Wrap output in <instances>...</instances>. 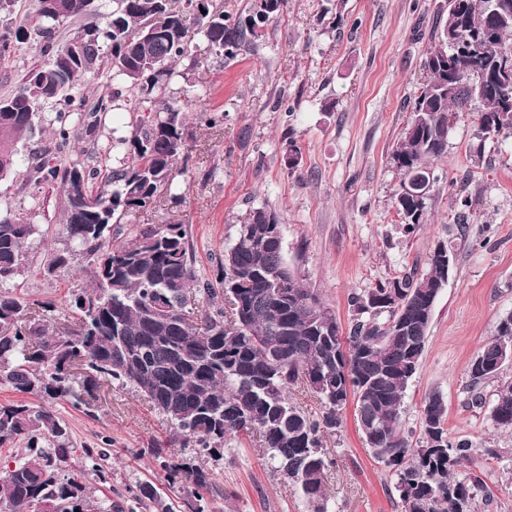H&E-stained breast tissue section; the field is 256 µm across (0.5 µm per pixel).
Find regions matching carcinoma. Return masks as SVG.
Segmentation results:
<instances>
[{
  "label": "carcinoma",
  "instance_id": "cac0c4a2",
  "mask_svg": "<svg viewBox=\"0 0 512 512\" xmlns=\"http://www.w3.org/2000/svg\"><path fill=\"white\" fill-rule=\"evenodd\" d=\"M285 3L256 2L243 21L211 2L206 13L190 14L173 9L171 0H113L110 10L96 0H38L42 29L68 19L84 24L79 45L57 48L13 96L0 99V177L15 169L17 144L38 131L40 101L60 105L55 136L61 145L77 125L95 132L101 105L82 113L68 106L72 91L103 59L137 96L139 115L130 136L118 140L134 162L112 171L109 189L91 193V172L78 162L47 170L63 194L67 240L88 261L89 285L73 298L76 331L60 335L25 320L29 302L11 282L24 272L36 227L0 215V384L42 400L37 406L22 399L0 403V447L21 445L14 467L0 474V512H89L80 460L102 452L71 447L66 423L51 404L88 409L104 381L135 387L166 416L170 434L152 453L163 459L169 484L191 490L189 512H209L200 494L208 476L163 458L165 449L212 454L227 438L253 432L310 512H328L324 476L333 461L323 437L340 427L350 401L371 456L392 471L403 512H475L477 491L486 486L473 472L472 442L431 447L434 435L448 437L444 398L433 393L425 399L421 441L413 443L399 429L443 276V248L426 274H405L354 298L359 313L373 309L378 317L353 319L344 335L317 290L284 261L279 218L265 207L241 218L213 280L197 274L184 224L146 226L117 240L115 225L125 214L177 197L174 165L185 152L186 117L158 104L173 65L189 57L190 26H199L211 51L232 60ZM454 30L477 51L450 69L443 52ZM27 39L21 27L1 32L0 56ZM496 65L508 69L500 78L512 82V0H448V15L422 63L427 80L391 155L400 187L434 183L429 165L448 146L450 118L475 103L485 135L512 133V97L482 81ZM394 204L407 231L425 223L427 201L397 194ZM502 340L498 326L477 356L495 364ZM299 382L324 404L320 418L290 400L289 389ZM490 417L512 428V381L498 386Z\"/></svg>",
  "mask_w": 512,
  "mask_h": 512
}]
</instances>
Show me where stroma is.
<instances>
[{"instance_id":"stroma-1","label":"stroma","mask_w":512,"mask_h":512,"mask_svg":"<svg viewBox=\"0 0 512 512\" xmlns=\"http://www.w3.org/2000/svg\"><path fill=\"white\" fill-rule=\"evenodd\" d=\"M36 0H14L0 11V28H31L14 55L0 59V99L15 93L24 75L81 30L78 20L56 25L51 38L35 33ZM448 13V0H287L278 19L260 31L234 60L211 53L198 28H190L192 56L181 61L164 97L187 113V151L179 161V199L126 214V237L137 227L188 225L199 274L215 277L224 249L250 209L275 211L284 259L308 287L317 289L341 327L356 313L351 297L410 272H427L438 246L454 264L435 303L428 342L409 382L401 428L419 439L425 398L442 394L449 439L473 443L475 468L487 485L475 512H512V429L494 425L490 409L499 383L512 381V360L498 378L482 384V406H472L468 366L494 335L499 318L512 312V136H485L474 115L458 114L445 153L430 164L436 177L426 220L406 233L394 206L402 176L390 161L402 136L407 106L424 81L422 59ZM103 101L106 118L94 134L61 148L53 130L54 102L38 105L39 137L18 145L19 165L0 178V213L19 215L37 227L26 250L17 291L34 308L31 317L52 328L74 322L69 302L88 285L84 261L48 270L51 254H66L63 200L57 183L36 165L77 161L96 170L91 187L126 160L111 146L113 134H130L136 118L133 93L120 92L110 67L89 74L74 93L72 108ZM224 114L223 126L207 124ZM301 153L288 168L289 144ZM471 199L467 231L453 216ZM50 311H43V303ZM74 447L103 449V473L88 472L86 491L94 512H179L180 492L170 490L150 447L166 439V417L132 387H104L93 414L60 402ZM333 464L325 475L332 512H402L395 479L374 461L361 439L353 407H346L336 434L325 436ZM210 479L206 495L214 512H305L295 487L274 472L258 436L235 437L213 455L192 448L173 451ZM152 483L154 498L139 488Z\"/></svg>"}]
</instances>
